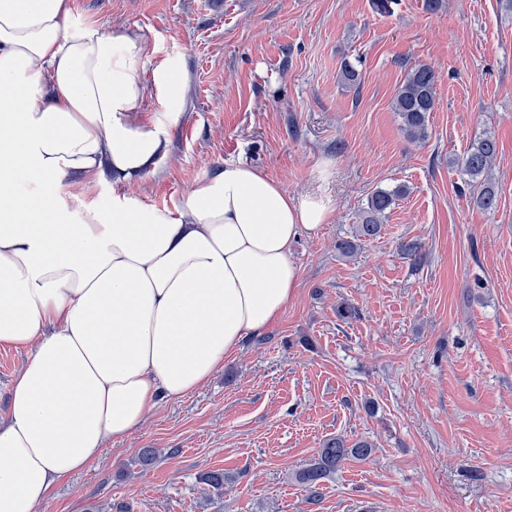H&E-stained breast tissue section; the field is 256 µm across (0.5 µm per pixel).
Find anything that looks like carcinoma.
I'll list each match as a JSON object with an SVG mask.
<instances>
[{
	"label": "carcinoma",
	"mask_w": 512,
	"mask_h": 512,
	"mask_svg": "<svg viewBox=\"0 0 512 512\" xmlns=\"http://www.w3.org/2000/svg\"><path fill=\"white\" fill-rule=\"evenodd\" d=\"M435 71L428 65L418 63L408 67L404 79L393 100L394 111L400 120V129L411 142L417 143L428 137L430 112L436 105ZM498 154L495 137L486 135L477 139L459 160L463 172L469 177L467 187L475 199V204L483 210L496 207L497 196L490 182L489 174ZM406 194L403 185L392 189H376L367 199L363 208L361 222L355 236L337 243V250L349 256L360 247L361 241L377 236L381 230V221L396 201ZM374 451L368 440H358L352 444L341 436L325 439L318 450L317 457L296 475V480L304 485L311 496H316L318 486L329 474L336 471L348 460L365 461ZM235 482V476L222 470L209 471L204 476V483L216 494L224 493V486Z\"/></svg>",
	"instance_id": "1"
}]
</instances>
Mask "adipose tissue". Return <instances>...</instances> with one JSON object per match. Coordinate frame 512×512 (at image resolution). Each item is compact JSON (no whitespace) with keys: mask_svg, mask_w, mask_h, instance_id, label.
Instances as JSON below:
<instances>
[{"mask_svg":"<svg viewBox=\"0 0 512 512\" xmlns=\"http://www.w3.org/2000/svg\"><path fill=\"white\" fill-rule=\"evenodd\" d=\"M139 32L74 21L71 0H0V344L30 348L0 423V512L53 487L202 387L294 298V243L328 220L244 164L163 214L129 197L75 214L65 182L131 181L167 145L146 97L179 112L167 60L143 80Z\"/></svg>","mask_w":512,"mask_h":512,"instance_id":"1","label":"adipose tissue"}]
</instances>
